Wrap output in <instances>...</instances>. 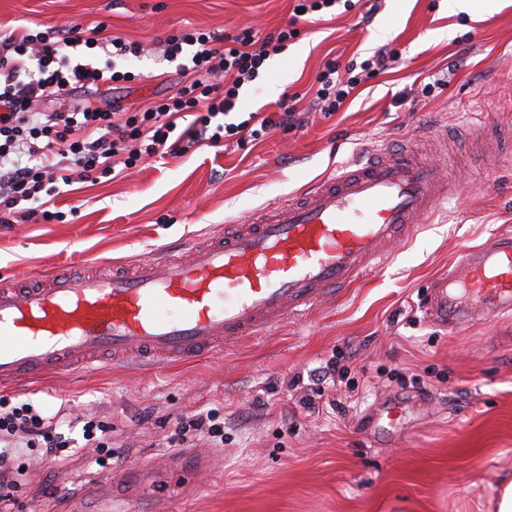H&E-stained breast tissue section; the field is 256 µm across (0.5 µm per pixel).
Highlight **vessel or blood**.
<instances>
[{"instance_id":"1","label":"vessel or blood","mask_w":512,"mask_h":512,"mask_svg":"<svg viewBox=\"0 0 512 512\" xmlns=\"http://www.w3.org/2000/svg\"><path fill=\"white\" fill-rule=\"evenodd\" d=\"M443 165L409 152L342 165L185 253L127 271L60 270L21 288L0 280V389L58 377L103 357L157 368L262 336L374 270L448 199ZM429 318L456 330L512 313V235L467 249L430 289Z\"/></svg>"}]
</instances>
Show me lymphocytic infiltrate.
<instances>
[{
    "label": "lymphocytic infiltrate",
    "mask_w": 512,
    "mask_h": 512,
    "mask_svg": "<svg viewBox=\"0 0 512 512\" xmlns=\"http://www.w3.org/2000/svg\"><path fill=\"white\" fill-rule=\"evenodd\" d=\"M102 33L99 26L37 32L0 28V224L54 220V212L40 202L47 186L59 182H94L116 166L129 169L160 153L182 156L207 143L255 139L304 124L293 97L278 100L269 114L253 112L238 123L229 119L243 86L256 80L271 56L298 38L292 23L267 33L243 27L225 37L220 47L207 32L170 35L164 54L179 61L184 80L172 96L134 113L89 101L66 112L42 110L49 96L130 80V72L118 70L117 61L139 53L138 43L111 39V58L100 67L72 56V49L98 47ZM395 60L394 54L379 50L358 69L344 70L336 59H327L316 78L315 98L323 111H339L361 84L390 69ZM182 112L195 113L196 119L180 132L175 120ZM53 431L51 419L31 404L0 412V502L11 498L10 462L19 439L40 437L50 443Z\"/></svg>",
    "instance_id": "obj_1"
}]
</instances>
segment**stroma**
Instances as JSON below:
<instances>
[{"instance_id": "stroma-1", "label": "stroma", "mask_w": 512, "mask_h": 512, "mask_svg": "<svg viewBox=\"0 0 512 512\" xmlns=\"http://www.w3.org/2000/svg\"><path fill=\"white\" fill-rule=\"evenodd\" d=\"M294 0H0V26H102L139 43L122 61L131 81L44 101L65 112L91 99L133 112L183 80L164 57L172 33H231L287 25ZM393 69L344 107L312 113L302 129L222 141L145 160L115 179L76 183L53 198L61 220L0 226V279L25 282L94 261L146 258L301 191L371 151L411 150L451 165L458 187L431 222L391 249L302 321H286L196 360L155 371L102 360L62 377L0 390V407L32 403L46 417L112 425L110 472L73 431L71 456L47 463L39 441L20 449L14 502L0 512H494L512 475V317L449 333L425 312L433 278L469 247L512 235V0L481 18L448 0H356L302 25L240 91L239 119L283 95L309 103L327 56L363 61L379 47ZM447 70L433 93L430 75ZM338 357L350 383L328 388L341 415L307 410L313 369ZM398 401L396 439L375 447L369 414ZM217 410L224 442L169 448L186 416ZM178 469H169V461Z\"/></svg>"}]
</instances>
